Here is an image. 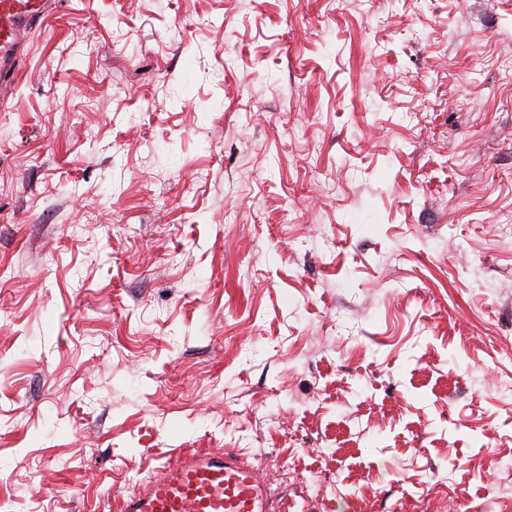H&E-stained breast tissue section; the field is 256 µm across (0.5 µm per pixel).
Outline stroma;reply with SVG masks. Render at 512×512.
<instances>
[{
  "label": "stroma",
  "mask_w": 512,
  "mask_h": 512,
  "mask_svg": "<svg viewBox=\"0 0 512 512\" xmlns=\"http://www.w3.org/2000/svg\"><path fill=\"white\" fill-rule=\"evenodd\" d=\"M511 221L512 0H69L0 110V512L183 448L298 512L512 500Z\"/></svg>",
  "instance_id": "35a3bbf8"
}]
</instances>
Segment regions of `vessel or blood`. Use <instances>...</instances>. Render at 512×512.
<instances>
[{
    "label": "vessel or blood",
    "instance_id": "b4317fda",
    "mask_svg": "<svg viewBox=\"0 0 512 512\" xmlns=\"http://www.w3.org/2000/svg\"><path fill=\"white\" fill-rule=\"evenodd\" d=\"M48 0H0V96L12 94L19 61ZM120 512H291L273 507L256 466L232 451L178 453L158 477L129 491Z\"/></svg>",
    "mask_w": 512,
    "mask_h": 512
}]
</instances>
